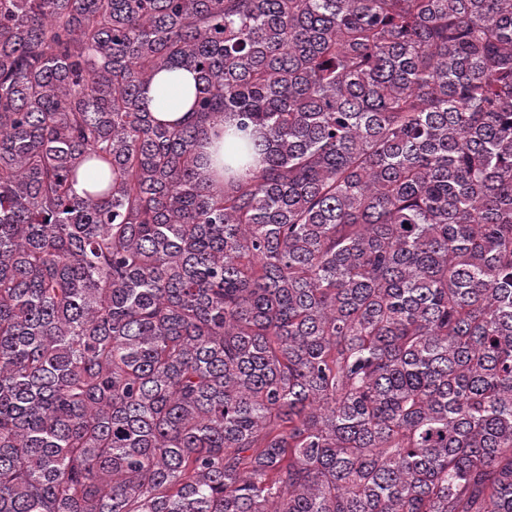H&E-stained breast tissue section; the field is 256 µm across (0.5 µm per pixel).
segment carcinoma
I'll return each mask as SVG.
<instances>
[{"mask_svg": "<svg viewBox=\"0 0 512 512\" xmlns=\"http://www.w3.org/2000/svg\"><path fill=\"white\" fill-rule=\"evenodd\" d=\"M0 512H512V0H0ZM196 91L195 75L187 70L162 71L148 93L154 116L175 123L187 119Z\"/></svg>", "mask_w": 512, "mask_h": 512, "instance_id": "1", "label": "carcinoma"}]
</instances>
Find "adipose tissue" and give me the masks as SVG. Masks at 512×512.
Returning <instances> with one entry per match:
<instances>
[{
	"label": "adipose tissue",
	"mask_w": 512,
	"mask_h": 512,
	"mask_svg": "<svg viewBox=\"0 0 512 512\" xmlns=\"http://www.w3.org/2000/svg\"><path fill=\"white\" fill-rule=\"evenodd\" d=\"M195 91L194 73L186 70L160 72L149 91L154 116L169 123L187 119Z\"/></svg>",
	"instance_id": "1"
}]
</instances>
